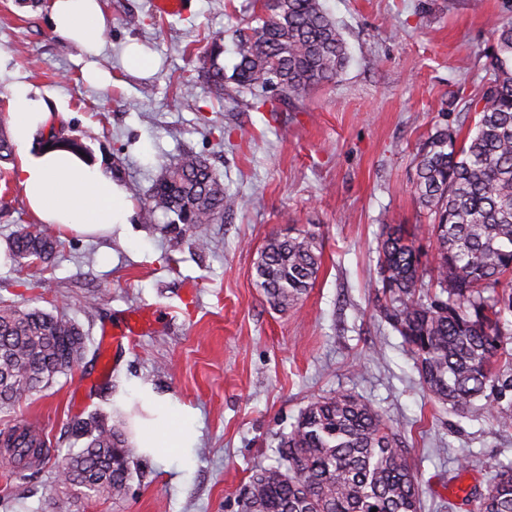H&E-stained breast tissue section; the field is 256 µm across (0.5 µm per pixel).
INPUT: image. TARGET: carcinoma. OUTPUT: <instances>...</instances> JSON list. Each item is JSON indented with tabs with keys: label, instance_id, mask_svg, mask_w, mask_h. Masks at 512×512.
Masks as SVG:
<instances>
[{
	"label": "carcinoma",
	"instance_id": "carcinoma-1",
	"mask_svg": "<svg viewBox=\"0 0 512 512\" xmlns=\"http://www.w3.org/2000/svg\"><path fill=\"white\" fill-rule=\"evenodd\" d=\"M256 25L235 30L230 80L248 91L273 89L279 100L306 95L336 78L346 44L322 0H266ZM224 38L206 50L202 73L224 96ZM490 78L468 110L473 128L438 125L419 148L414 194L428 215L431 255L399 225H382L375 310L398 332L428 397L470 417L512 426V25L496 30ZM43 145L85 152L64 130ZM246 204L224 191L209 165L181 155L155 175L146 218L197 229ZM56 241L32 225L13 236L15 256L45 262ZM322 246L316 233L269 237L255 263L267 302L286 309L315 280ZM78 322L0 301V410L49 388L83 358ZM101 413L71 421L75 448L54 462L67 512L91 497H122L135 465L124 433ZM13 458L39 459L46 441L36 425L7 433ZM475 512H512V460L497 464ZM421 512L418 476L408 449L370 402L348 392L311 401L282 436L277 463L256 470L241 492V512Z\"/></svg>",
	"mask_w": 512,
	"mask_h": 512
}]
</instances>
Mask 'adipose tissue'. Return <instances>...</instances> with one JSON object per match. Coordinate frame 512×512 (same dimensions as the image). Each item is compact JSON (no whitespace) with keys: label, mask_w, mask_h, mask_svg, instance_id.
<instances>
[{"label":"adipose tissue","mask_w":512,"mask_h":512,"mask_svg":"<svg viewBox=\"0 0 512 512\" xmlns=\"http://www.w3.org/2000/svg\"><path fill=\"white\" fill-rule=\"evenodd\" d=\"M51 22L59 36L85 54H99L100 36L107 25L99 0H54ZM9 107L11 137L21 150L15 178L41 223L88 235L128 223L132 210L127 193L101 164L66 148L30 152L36 133L50 120L38 89L23 82L13 84ZM129 388L145 413L134 426V443L140 452L158 456L166 448L193 446L198 434L191 415L180 411L169 397L139 383H130Z\"/></svg>","instance_id":"adipose-tissue-1"}]
</instances>
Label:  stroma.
I'll use <instances>...</instances> for the list:
<instances>
[{
  "instance_id": "stroma-1",
  "label": "stroma",
  "mask_w": 512,
  "mask_h": 512,
  "mask_svg": "<svg viewBox=\"0 0 512 512\" xmlns=\"http://www.w3.org/2000/svg\"><path fill=\"white\" fill-rule=\"evenodd\" d=\"M52 2L0 0V126L13 83L39 89L88 158L125 185L132 216L108 237L62 236L50 264L28 268L7 242L36 218L14 164L0 163V299L73 318L88 337L71 373L0 411V432L41 425L53 454H64L71 419L97 410L122 424L116 398L137 381L195 416L191 463L138 456L125 495L89 501L84 512H239L241 487L274 464L300 410L348 391L400 432L422 512H469L458 490L489 489L497 462L512 459V427L429 401L401 336L375 310L376 248L382 225L403 224L431 250L412 188L417 148L480 94L512 0H323L349 62L274 116L256 111L248 92L215 98L199 75L217 36L232 72L227 36L250 23L253 0H187L184 14L166 17L151 0H100L109 25L95 62L112 76L105 85L85 80L87 57L54 32ZM133 42L150 71L126 67ZM189 86L192 110L181 104ZM186 151L246 201L194 235L147 222L142 210L158 167ZM297 230L318 235L322 266L280 312L257 287L254 264L267 238ZM146 306L166 311L164 323L113 352L99 380L102 330ZM53 477L50 464L19 468L0 447V512H47Z\"/></svg>"
}]
</instances>
